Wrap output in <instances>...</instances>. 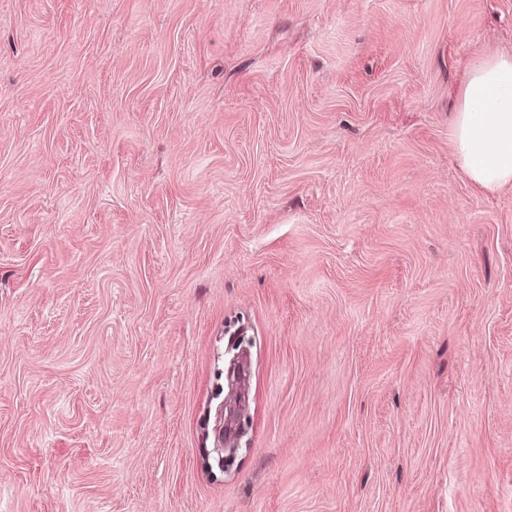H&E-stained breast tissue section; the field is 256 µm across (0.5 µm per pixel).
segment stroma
I'll return each instance as SVG.
<instances>
[{"instance_id":"35a3bbf8","label":"stroma","mask_w":512,"mask_h":512,"mask_svg":"<svg viewBox=\"0 0 512 512\" xmlns=\"http://www.w3.org/2000/svg\"><path fill=\"white\" fill-rule=\"evenodd\" d=\"M491 53L512 0H0V512H512ZM451 142L475 185L488 191L512 185V54L485 56L470 69ZM244 339L237 338V336H229L227 338L226 345L224 344V386L228 389V375H231L233 380L236 379L237 370L241 361L248 358L246 347L244 346L247 342ZM229 350V352H227ZM232 354L228 359L226 355Z\"/></svg>"}]
</instances>
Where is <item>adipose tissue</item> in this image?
I'll return each mask as SVG.
<instances>
[{
    "instance_id": "ef3b65f1",
    "label": "adipose tissue",
    "mask_w": 512,
    "mask_h": 512,
    "mask_svg": "<svg viewBox=\"0 0 512 512\" xmlns=\"http://www.w3.org/2000/svg\"><path fill=\"white\" fill-rule=\"evenodd\" d=\"M451 142L475 185L488 191L512 185V54L485 56L470 69Z\"/></svg>"
}]
</instances>
